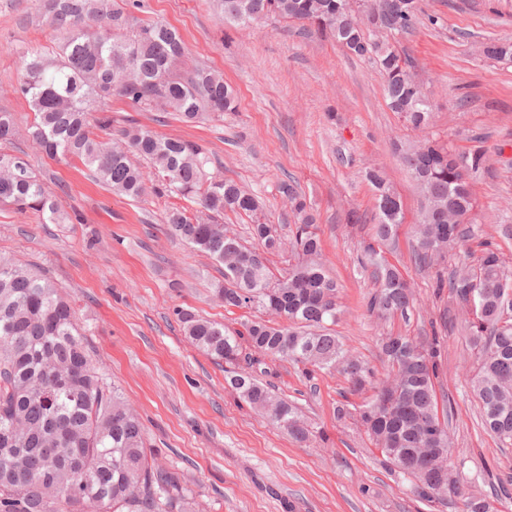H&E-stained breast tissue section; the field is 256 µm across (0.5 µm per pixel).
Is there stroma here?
<instances>
[{
  "instance_id": "35a3bbf8",
  "label": "stroma",
  "mask_w": 512,
  "mask_h": 512,
  "mask_svg": "<svg viewBox=\"0 0 512 512\" xmlns=\"http://www.w3.org/2000/svg\"><path fill=\"white\" fill-rule=\"evenodd\" d=\"M142 2L143 17L179 31L189 62L223 74L237 92L238 109L195 126L173 114L159 124L155 113L116 99L113 117L205 143L225 178L257 193L262 220L284 237L296 219L278 185L291 181L312 206L322 259L340 285L333 330L376 375L385 371L380 337L432 336L451 303L448 293H436L433 273L411 260L421 197L393 142L407 145L426 134L460 153L488 151L487 170L474 183L479 232L468 247L478 256L492 244L512 266V209L503 206L512 198V62L483 52L489 41H512V0H420L413 32L389 36V44L413 59L434 105L424 133L388 108L385 79L373 63L299 22L233 28L213 0ZM57 40L42 25L37 0H0V108L29 115L15 92L21 61ZM9 151L28 160L50 188L65 186L63 207L81 221L44 224L0 204V254L43 265L73 297L104 381L136 408L159 462L181 476L206 512H449L417 498L353 420H337L347 387L341 374L309 379L288 361L267 363L263 381L298 402L325 435L305 445L229 390L223 366L185 340L175 310L194 309L232 330L259 314L225 310L213 294L224 280L220 267L164 234L171 198L150 194L135 201L112 193L79 160L50 159L22 135ZM372 168L382 170L403 204V222L386 255L424 301L410 317L386 322L365 308L372 282L358 258L371 227L347 221L349 210L368 214L375 207L365 178ZM440 352L435 388L438 400L453 407L452 458L465 492L485 493L488 479L512 475V447L481 424L480 404L463 374L473 361L464 323L443 335Z\"/></svg>"
}]
</instances>
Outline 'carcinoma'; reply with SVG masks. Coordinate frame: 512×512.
Here are the masks:
<instances>
[{"label":"carcinoma","instance_id":"obj_1","mask_svg":"<svg viewBox=\"0 0 512 512\" xmlns=\"http://www.w3.org/2000/svg\"><path fill=\"white\" fill-rule=\"evenodd\" d=\"M349 2L217 0V7L229 25L289 19L333 38L349 55L381 70L391 111L415 130L427 128L432 105L411 79L412 63L376 32H410L418 0H373L376 10L366 25L359 24ZM142 7L140 0H40L42 23L62 39L52 52L34 50L22 59L16 93L34 118L29 122L0 110V143L12 142L23 129L41 152L79 158L115 193L133 200L152 193L196 205L169 208L165 233L223 265L217 295L226 310H255L276 321L248 320L230 331L179 309L187 341L224 363L228 387L300 443L314 436L313 426L259 379L254 366L268 358L288 360L308 376L340 372L348 394L361 402L336 406L337 418L357 421L375 444L396 449V457L385 451L382 456L419 499L448 506L459 494V478L450 451L452 407L438 408L435 393L439 336L422 342L402 335L381 338L387 384L402 397L386 406L373 370L326 328L336 321L339 285L320 262L314 216L295 185L279 184L297 223L288 241L294 263L275 279L267 261L254 262L249 247L218 222L227 211L253 216L260 203L210 170L206 145L161 137L133 119L113 127L114 98L173 112L188 124L221 119L237 108V94L221 74L204 66L181 68L187 54L181 34L164 21L135 15ZM484 52L512 61V41H492ZM136 157L150 161L152 170H142ZM399 157L425 203L414 260L435 270L436 288L448 289L456 305L453 315L443 309L439 330L454 326L470 298L483 310L481 321L469 324L476 367L468 385L486 430L512 446V324L501 325L504 314L512 315V269L489 244L474 264L466 254L452 269L445 264L448 250H463L475 236L469 213L476 208L473 181L485 166V150L460 154L426 139L399 148ZM366 179L375 190L374 212L347 215L350 224H373L360 256L374 288L366 311L377 319L404 318L419 307L418 300L383 250L402 223L401 201L379 171H367ZM62 192L51 189L24 158L0 152V204L31 211L43 224H64L71 217ZM251 235L264 254L282 250L270 224L255 221ZM499 500L496 492L470 496L462 512H498ZM0 512H202L181 478L146 447L143 424L120 390L103 381L69 295L48 270L13 258L0 259Z\"/></svg>","mask_w":512,"mask_h":512}]
</instances>
